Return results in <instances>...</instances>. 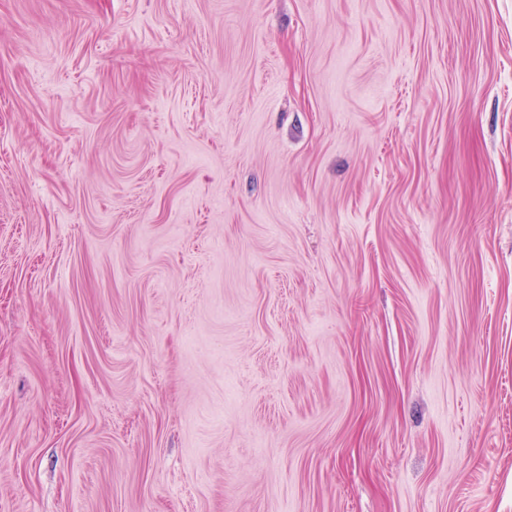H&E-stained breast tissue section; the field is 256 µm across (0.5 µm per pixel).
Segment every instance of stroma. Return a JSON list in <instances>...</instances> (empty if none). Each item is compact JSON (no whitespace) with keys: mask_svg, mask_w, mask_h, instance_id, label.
I'll return each instance as SVG.
<instances>
[{"mask_svg":"<svg viewBox=\"0 0 512 512\" xmlns=\"http://www.w3.org/2000/svg\"><path fill=\"white\" fill-rule=\"evenodd\" d=\"M0 512H512V0H0Z\"/></svg>","mask_w":512,"mask_h":512,"instance_id":"35a3bbf8","label":"stroma"}]
</instances>
